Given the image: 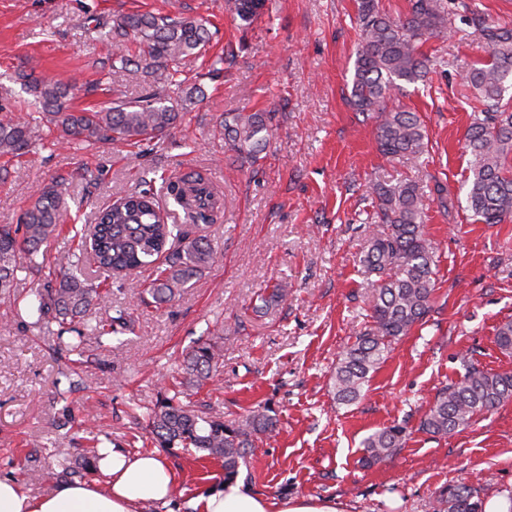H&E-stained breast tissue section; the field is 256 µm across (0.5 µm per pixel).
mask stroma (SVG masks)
Here are the masks:
<instances>
[{
    "label": "stroma",
    "instance_id": "stroma-1",
    "mask_svg": "<svg viewBox=\"0 0 512 512\" xmlns=\"http://www.w3.org/2000/svg\"><path fill=\"white\" fill-rule=\"evenodd\" d=\"M447 34L425 41L437 65L406 85L389 105L420 116L428 134L418 158L383 156L374 119L349 103L359 29L355 0H264L241 19L226 0H0V118L27 120L28 80L72 90L70 109L98 110L161 90L180 113L150 153L124 143L69 145L44 135L28 152L0 158V225L18 224L38 191L64 180L68 224L49 255L80 252L73 228L92 224L142 179L201 174L220 199L215 223L201 227L214 248L202 274L174 302H143L155 268L138 279H95L109 288L86 323L125 312L119 342H91L69 353L55 329L30 306L34 289L58 282L51 263L23 266L10 297H0V478L31 496L65 479L58 449L159 451L177 471L172 506L223 479L224 464L181 448L156 449L149 413L182 381V360L198 341L221 353L217 376L183 401L233 419L268 408L277 419L261 435L238 477L273 502L313 497L338 512H427L448 485L465 482L483 498L512 495V399L447 437L420 428L436 392L463 373L465 361L512 373V355L495 342L512 319V220L474 221L463 206L471 121L462 71L484 58L474 12L512 22V0H451ZM150 11L203 23L210 41L184 67L183 82L161 69L115 65L135 59L137 44L113 46L107 27L121 14ZM228 112H266L269 136L252 165L241 164L220 135ZM415 182L426 230L437 244L436 291L426 324L394 343L356 404H336L333 375L340 352L370 322L374 291L359 263L375 221L365 191L373 182ZM444 195H437V188ZM451 200L452 208L441 205ZM287 302L258 312L274 282ZM404 426L407 444L392 459L361 464L372 432Z\"/></svg>",
    "mask_w": 512,
    "mask_h": 512
}]
</instances>
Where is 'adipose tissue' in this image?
<instances>
[{"instance_id":"1","label":"adipose tissue","mask_w":512,"mask_h":512,"mask_svg":"<svg viewBox=\"0 0 512 512\" xmlns=\"http://www.w3.org/2000/svg\"><path fill=\"white\" fill-rule=\"evenodd\" d=\"M104 483L62 481L41 496H29L15 480L0 479V512H139L147 501H172L178 476L155 452L101 450L97 463ZM195 512H271L266 498L239 480L213 483L193 502Z\"/></svg>"}]
</instances>
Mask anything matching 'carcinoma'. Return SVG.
<instances>
[{"mask_svg":"<svg viewBox=\"0 0 512 512\" xmlns=\"http://www.w3.org/2000/svg\"><path fill=\"white\" fill-rule=\"evenodd\" d=\"M448 8L443 0H413L403 18L391 17L379 0H357L360 47L350 94L353 109L376 119L377 142L385 156H418L425 148L427 133L420 117L410 111L388 108L389 100L404 90L403 84L424 80L430 59L418 52L423 40L448 30ZM489 50L488 58L460 74L463 85L473 90L472 118L464 148L471 155L466 209L482 224H502L512 219V106L503 103L512 86V25L474 17ZM112 33L122 41L139 44L140 60L166 69L167 79L177 81L184 60L198 55L208 42L203 24L150 12L130 13L115 21ZM35 101L46 121L59 131V138L88 144L120 142L148 147L153 139L176 123L180 113L165 104L155 91L135 101L117 99L106 110L70 111L66 88L51 83L33 86ZM268 117L263 112H235L224 119V136L239 153L254 161L264 150ZM40 127L29 122L0 121V156H18L27 151ZM165 194L172 197L198 227L213 221L217 201L202 177L170 179ZM369 192L376 200V218L384 226L368 239L360 263L375 276L372 324L355 336L336 364L333 389L336 401L357 402L369 375L384 361L392 343L426 322L436 288L432 269L435 242L425 230L422 194L414 182L394 185L375 182ZM68 213L67 188L52 181L41 188L25 210L21 230L0 226V296L14 292L17 259L25 255L36 264L41 247L59 230ZM96 273L130 277L162 261V269L147 288L152 303L173 301L209 264L213 252L201 235L190 237L181 224L168 223L159 207L154 181L97 213L91 229ZM60 280L55 287L36 291L34 309L41 320L58 324V338L72 334L69 351L82 354L86 334L67 327L85 315L108 292L88 284L82 265L60 256ZM288 297L287 285L278 282L260 295L261 308L269 310ZM127 326L124 313L112 317L108 326L90 329L94 338L116 335ZM496 344L512 354V321L496 329ZM220 354L214 346L199 342L183 359L185 382L200 389L210 379ZM512 398V373H492L475 363L466 365L457 381L442 387L421 421V430L446 436L468 426L475 416L496 409ZM152 433L162 448H193L222 459L224 478L238 475L240 460L253 447L256 435L275 430L277 419L267 410H252L225 420L206 416L174 395L150 413ZM407 441L399 425L379 429L362 441L363 461L377 463L395 456ZM97 451L70 462L64 471L77 467L96 468ZM430 512H483V500L470 486L459 483L443 490L431 503Z\"/></svg>","mask_w":512,"mask_h":512,"instance_id":"cac0c4a2","label":"carcinoma"}]
</instances>
